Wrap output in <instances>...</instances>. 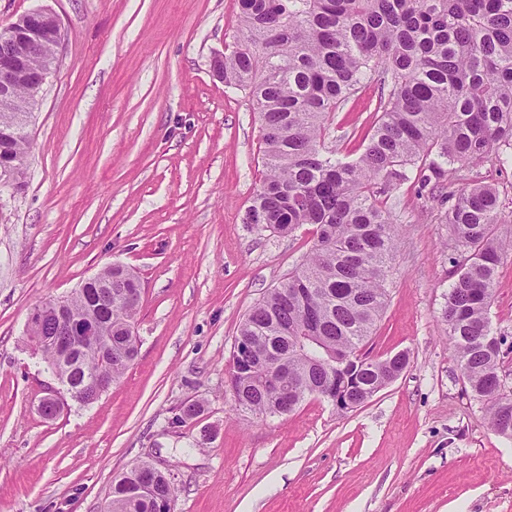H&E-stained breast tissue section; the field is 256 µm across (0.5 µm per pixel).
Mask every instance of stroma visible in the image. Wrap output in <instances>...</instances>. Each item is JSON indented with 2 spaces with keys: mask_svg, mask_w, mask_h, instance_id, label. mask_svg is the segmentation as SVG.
<instances>
[{
  "mask_svg": "<svg viewBox=\"0 0 512 512\" xmlns=\"http://www.w3.org/2000/svg\"><path fill=\"white\" fill-rule=\"evenodd\" d=\"M45 8L62 23L37 97L25 175L0 187V512H106L115 476L170 467L173 512H512V439L463 391L443 332L451 241L416 182L389 303L365 352L408 351L393 383L347 413L321 398L260 419L227 378L243 317L308 253L243 221L262 176L261 121L213 71L239 35L237 0H0V29ZM369 85L325 135L356 157L376 120ZM140 279L138 356L95 403L43 419L58 382L30 313L105 266ZM196 419H172L188 400Z\"/></svg>",
  "mask_w": 512,
  "mask_h": 512,
  "instance_id": "stroma-1",
  "label": "stroma"
}]
</instances>
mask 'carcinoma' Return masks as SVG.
<instances>
[{"label":"carcinoma","instance_id":"carcinoma-1","mask_svg":"<svg viewBox=\"0 0 512 512\" xmlns=\"http://www.w3.org/2000/svg\"><path fill=\"white\" fill-rule=\"evenodd\" d=\"M241 34L224 55V82L245 92L261 120L264 176L244 223L281 234L313 226L306 258L245 316L251 354L237 407L267 418L271 375L292 390L288 412L307 397L331 402L392 382L387 359L361 353L388 301L399 227L378 201L415 180L451 202L453 253L442 318L464 391L497 434L512 438V385L501 365L512 343L498 339L490 310L500 267L512 260V224L498 189L473 170L512 162V0H239ZM388 88L358 158L324 144L335 112L365 84ZM28 139L0 140L25 163ZM465 186L444 195L448 181ZM140 300L103 304L112 345L62 353L42 344L48 368L86 385L100 372L116 382L137 355L128 336ZM65 330L47 314L30 339ZM132 467L112 483L107 512H155L171 479L151 497L130 494Z\"/></svg>","mask_w":512,"mask_h":512}]
</instances>
